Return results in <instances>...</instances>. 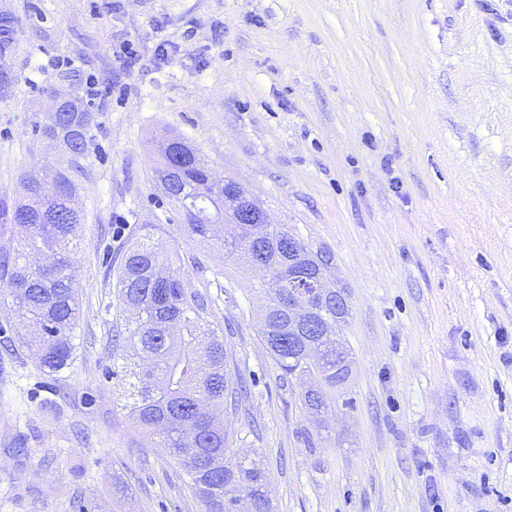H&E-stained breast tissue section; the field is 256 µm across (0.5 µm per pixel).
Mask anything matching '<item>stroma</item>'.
I'll return each instance as SVG.
<instances>
[{"label":"stroma","instance_id":"1","mask_svg":"<svg viewBox=\"0 0 512 512\" xmlns=\"http://www.w3.org/2000/svg\"><path fill=\"white\" fill-rule=\"evenodd\" d=\"M20 76L0 98V199L55 164L61 72L97 77L73 254L75 358L44 370L0 299V512H201L133 424L110 255L149 232L248 388L230 451L275 512H512V0H0ZM132 45L126 67L116 52ZM165 45L168 54L156 53ZM185 137L272 221L333 256L346 388L307 410L259 333V280L191 236L150 174Z\"/></svg>","mask_w":512,"mask_h":512}]
</instances>
